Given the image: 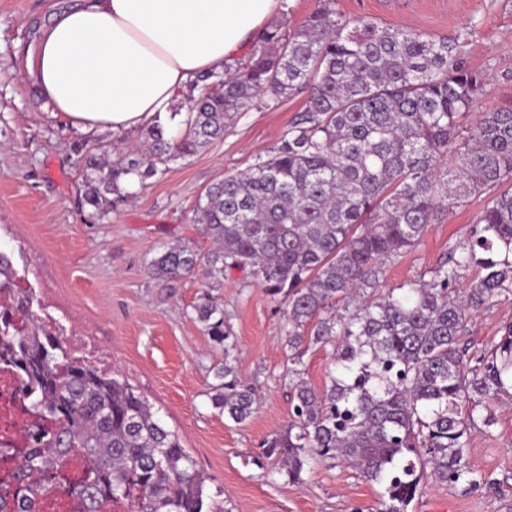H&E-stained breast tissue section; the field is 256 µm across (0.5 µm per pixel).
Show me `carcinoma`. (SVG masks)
Returning <instances> with one entry per match:
<instances>
[{"mask_svg":"<svg viewBox=\"0 0 512 512\" xmlns=\"http://www.w3.org/2000/svg\"><path fill=\"white\" fill-rule=\"evenodd\" d=\"M460 39L344 19L332 0H319L303 25L267 27L247 57L190 83L184 131L168 134L156 121L140 130L143 150L81 157L84 203L103 218L134 196L125 183L144 185L224 136L256 103L275 108L307 92L265 157L198 198L194 222L213 248L165 247L149 270L175 281L202 264L220 286L229 271L247 269L285 306L292 417L263 441L259 458L292 483L311 464L351 461L380 488L379 512H407L429 476L486 484L468 467L467 448L512 401V322L480 355L462 342L472 312L512 294V260L497 258L503 247L512 253V187L490 196L465 245L450 249L430 280L380 288L387 262L416 246L439 214L512 183V109L480 112L460 132L488 84L464 64ZM6 288L16 297L0 311V355L25 376L30 410L59 421L18 457L13 480L26 496L11 512H36L37 476L76 450L89 468L75 488L77 512H99L106 498L130 512H223L152 406L43 325L0 251ZM195 313L229 353L220 304L206 296ZM307 343L333 347L321 391L300 369ZM218 377L213 405L244 422L259 402L256 385L228 362Z\"/></svg>","mask_w":512,"mask_h":512,"instance_id":"obj_1","label":"carcinoma"}]
</instances>
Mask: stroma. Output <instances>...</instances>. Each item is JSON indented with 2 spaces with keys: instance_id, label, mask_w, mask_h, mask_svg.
<instances>
[{
  "instance_id": "1",
  "label": "stroma",
  "mask_w": 512,
  "mask_h": 512,
  "mask_svg": "<svg viewBox=\"0 0 512 512\" xmlns=\"http://www.w3.org/2000/svg\"><path fill=\"white\" fill-rule=\"evenodd\" d=\"M70 2L0 0V250L31 289L33 311L110 356L114 377L144 396L208 476L209 489H220L224 512H377L376 487L347 461L305 467L296 483L272 464H255L263 440L287 426L292 402L287 318L250 271H231L214 288L200 270L165 281L148 269L164 245L208 249L194 221L197 198L266 155L302 109L305 93L273 110L244 113L223 137L137 188L130 205L92 217L81 206L77 145L92 151L121 140L132 145L139 132H83L37 98L25 72L27 50L52 11ZM333 7L346 19L371 18L435 37L467 33L466 65L490 76L477 111L512 108V0H334ZM486 201L476 195L441 215L418 245L386 264L384 288L429 279L449 248L465 242ZM207 294L224 310L231 352L216 346L196 319L194 307ZM509 321L506 294L469 318L464 339L471 351L490 350ZM227 362L261 395L239 424L212 403L216 373ZM467 461L488 485L424 480L408 512H512V404L498 407L494 425L474 434Z\"/></svg>"
}]
</instances>
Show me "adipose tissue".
<instances>
[{"label": "adipose tissue", "mask_w": 512, "mask_h": 512, "mask_svg": "<svg viewBox=\"0 0 512 512\" xmlns=\"http://www.w3.org/2000/svg\"><path fill=\"white\" fill-rule=\"evenodd\" d=\"M283 0H78L27 53L44 105L84 131L122 133L165 113L258 38Z\"/></svg>", "instance_id": "ef3b65f1"}]
</instances>
